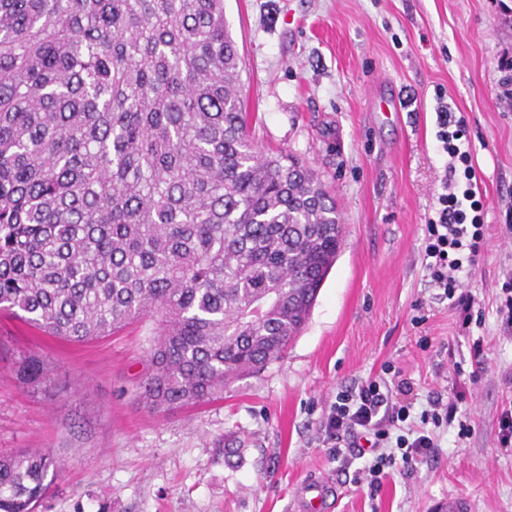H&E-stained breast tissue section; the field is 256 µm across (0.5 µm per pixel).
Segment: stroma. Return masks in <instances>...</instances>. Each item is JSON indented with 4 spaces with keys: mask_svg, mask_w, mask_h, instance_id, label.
<instances>
[{
    "mask_svg": "<svg viewBox=\"0 0 512 512\" xmlns=\"http://www.w3.org/2000/svg\"><path fill=\"white\" fill-rule=\"evenodd\" d=\"M224 19L252 137L304 159L344 226L306 325L223 400L164 414L136 393L151 323L70 343L1 318L0 455L64 457L36 512H294V490L313 474L341 485L330 512H434L451 494L472 512H512V454L497 446L512 402V328L499 312L512 280V106L498 97L512 0H224ZM442 104L467 120L485 208V251L461 276L480 312L469 322L423 263L449 162L436 139ZM476 343L486 365L473 383ZM25 353L47 360L42 383L19 378ZM385 365L418 405L463 391L472 429L462 439L441 429L430 461L391 471L372 497L323 446V423L339 391ZM232 440L242 455L229 462Z\"/></svg>",
    "mask_w": 512,
    "mask_h": 512,
    "instance_id": "stroma-1",
    "label": "stroma"
}]
</instances>
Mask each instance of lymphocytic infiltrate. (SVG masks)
<instances>
[{
  "instance_id": "lymphocytic-infiltrate-1",
  "label": "lymphocytic infiltrate",
  "mask_w": 512,
  "mask_h": 512,
  "mask_svg": "<svg viewBox=\"0 0 512 512\" xmlns=\"http://www.w3.org/2000/svg\"><path fill=\"white\" fill-rule=\"evenodd\" d=\"M471 191L456 192L451 178H444L438 219L426 226L424 256L433 287L445 297L456 298L463 311L475 300L460 292L463 264H476L484 246ZM413 387L407 380L377 377L337 393L327 415L324 442L330 454L344 465H356L355 483H366L377 495L388 469L402 466L414 472L437 446L436 427L457 423L459 436L469 434L466 421L457 420V401H444L432 392L422 411H415Z\"/></svg>"
}]
</instances>
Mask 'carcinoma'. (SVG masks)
I'll list each match as a JSON object with an SVG mask.
<instances>
[{"label": "carcinoma", "mask_w": 512, "mask_h": 512, "mask_svg": "<svg viewBox=\"0 0 512 512\" xmlns=\"http://www.w3.org/2000/svg\"><path fill=\"white\" fill-rule=\"evenodd\" d=\"M247 122L224 0H0V313L74 343L154 323L138 383L154 411L280 360L343 224ZM59 469L0 456V512H35Z\"/></svg>", "instance_id": "1"}]
</instances>
